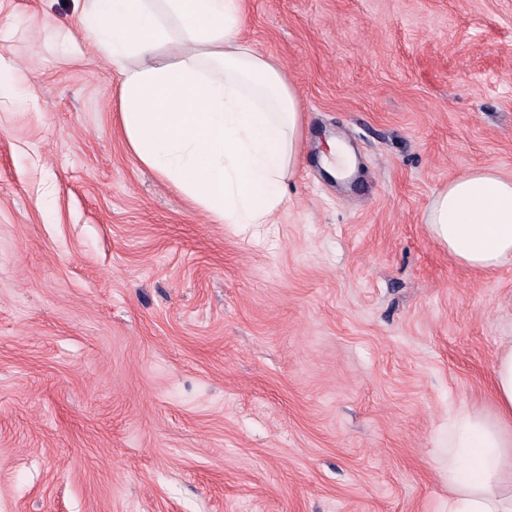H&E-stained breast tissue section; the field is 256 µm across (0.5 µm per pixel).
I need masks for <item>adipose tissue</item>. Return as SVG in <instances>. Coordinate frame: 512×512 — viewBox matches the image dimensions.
I'll use <instances>...</instances> for the list:
<instances>
[{"label":"adipose tissue","mask_w":512,"mask_h":512,"mask_svg":"<svg viewBox=\"0 0 512 512\" xmlns=\"http://www.w3.org/2000/svg\"><path fill=\"white\" fill-rule=\"evenodd\" d=\"M80 22L121 76L128 150L215 220L269 224L287 202L305 116L279 62L241 36L245 0H81ZM460 263L512 262V177H456L423 215ZM494 415L448 422V512H512V345L493 366Z\"/></svg>","instance_id":"1"}]
</instances>
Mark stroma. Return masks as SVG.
<instances>
[{
    "instance_id": "obj_1",
    "label": "stroma",
    "mask_w": 512,
    "mask_h": 512,
    "mask_svg": "<svg viewBox=\"0 0 512 512\" xmlns=\"http://www.w3.org/2000/svg\"><path fill=\"white\" fill-rule=\"evenodd\" d=\"M79 12L0 0V512H447L512 263L464 267L423 214L512 176V0H248L306 115L271 224L127 150ZM331 160L324 158L322 161L326 172L338 180L344 179L355 171L356 161L351 150L342 146L339 142H330Z\"/></svg>"
}]
</instances>
